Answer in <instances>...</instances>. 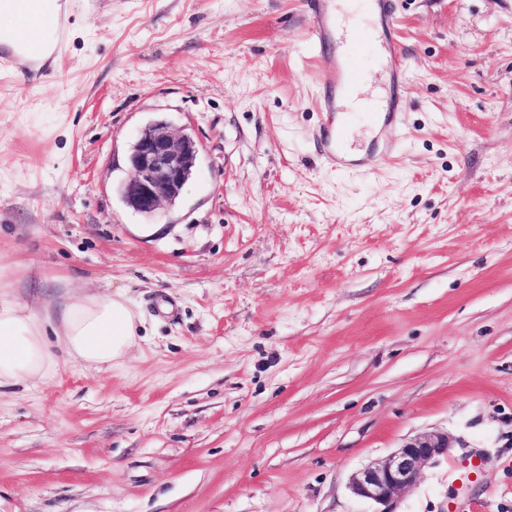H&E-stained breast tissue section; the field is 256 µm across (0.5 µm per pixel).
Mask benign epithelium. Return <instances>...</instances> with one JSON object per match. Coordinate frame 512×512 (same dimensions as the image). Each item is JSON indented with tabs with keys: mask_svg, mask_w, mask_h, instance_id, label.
<instances>
[{
	"mask_svg": "<svg viewBox=\"0 0 512 512\" xmlns=\"http://www.w3.org/2000/svg\"><path fill=\"white\" fill-rule=\"evenodd\" d=\"M198 147L189 133H177L165 121L146 125L131 145L128 164L133 178L119 193L135 212L155 218L179 201L193 177ZM453 447L448 434L426 432L409 437L385 459L372 462L351 478L352 492L377 506L374 512H396L398 498L415 487L423 469Z\"/></svg>",
	"mask_w": 512,
	"mask_h": 512,
	"instance_id": "7a95c632",
	"label": "benign epithelium"
}]
</instances>
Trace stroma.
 Here are the masks:
<instances>
[{"mask_svg": "<svg viewBox=\"0 0 512 512\" xmlns=\"http://www.w3.org/2000/svg\"><path fill=\"white\" fill-rule=\"evenodd\" d=\"M400 114L322 159L303 0H74L53 77L0 75V266L124 291L123 364L0 395V512H373L352 475L448 433L398 512H512V0H395ZM198 168L118 193L148 123ZM198 147L189 133H177L165 121L146 125L131 145L128 164L134 175L119 193L135 212L155 218L179 201L193 177Z\"/></svg>", "mask_w": 512, "mask_h": 512, "instance_id": "1", "label": "stroma"}]
</instances>
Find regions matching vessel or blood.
<instances>
[{
  "label": "vessel or blood",
  "instance_id": "vessel-or-blood-1",
  "mask_svg": "<svg viewBox=\"0 0 512 512\" xmlns=\"http://www.w3.org/2000/svg\"><path fill=\"white\" fill-rule=\"evenodd\" d=\"M361 5L354 46H366L373 57L387 58L391 67L402 69L399 46L393 37L391 0H361ZM306 7L324 34L319 55V100L326 120L319 140L324 158L342 168L351 162V147L337 132V106L341 98L354 95L366 70L352 54L344 65L336 63L335 0H306ZM0 12L12 13L19 21L18 27L0 32V68L15 69L27 85L51 76L66 38L70 0H0Z\"/></svg>",
  "mask_w": 512,
  "mask_h": 512
}]
</instances>
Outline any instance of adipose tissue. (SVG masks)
I'll use <instances>...</instances> for the list:
<instances>
[{"label":"adipose tissue","mask_w":512,"mask_h":512,"mask_svg":"<svg viewBox=\"0 0 512 512\" xmlns=\"http://www.w3.org/2000/svg\"><path fill=\"white\" fill-rule=\"evenodd\" d=\"M142 320L123 292L68 289L60 301L24 312L0 283V393L33 388L63 364L103 372L125 358Z\"/></svg>","instance_id":"adipose-tissue-1"}]
</instances>
